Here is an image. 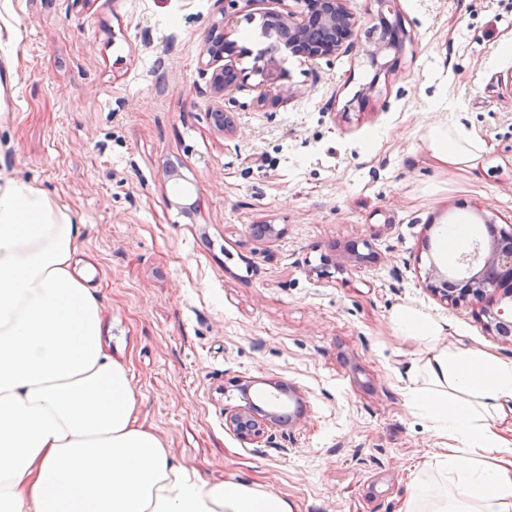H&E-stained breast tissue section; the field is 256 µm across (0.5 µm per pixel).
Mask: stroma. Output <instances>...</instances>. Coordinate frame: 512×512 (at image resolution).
Returning <instances> with one entry per match:
<instances>
[{"label": "stroma", "instance_id": "35a3bbf8", "mask_svg": "<svg viewBox=\"0 0 512 512\" xmlns=\"http://www.w3.org/2000/svg\"><path fill=\"white\" fill-rule=\"evenodd\" d=\"M351 6L353 46L328 63L289 57L278 108L254 105L253 59L234 58L248 88L225 135L201 93L212 24L238 41L295 0L227 17L222 0H0V175L76 214L100 343L129 370L138 423L174 462L266 486L293 512H403L447 447L411 400L424 353L394 310L512 360L478 306L426 287L430 267L457 265L433 247L445 226L512 229V54L498 52L512 0H398L410 38L380 80L377 5ZM455 113L487 145L473 177L428 150ZM254 224L282 235L253 239ZM281 385L302 405L295 425L258 443L225 429V410L248 399L269 413Z\"/></svg>", "mask_w": 512, "mask_h": 512}]
</instances>
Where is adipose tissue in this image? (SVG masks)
<instances>
[{"mask_svg":"<svg viewBox=\"0 0 512 512\" xmlns=\"http://www.w3.org/2000/svg\"><path fill=\"white\" fill-rule=\"evenodd\" d=\"M426 140L460 170H477L485 150L445 124ZM78 233L43 189L0 178V512H292L262 485L173 463L137 424L129 372L100 347ZM392 323L430 351L412 398L450 441L439 478L419 483L405 512H512V439L495 428L512 403V360L451 347L447 322L410 305Z\"/></svg>","mask_w":512,"mask_h":512,"instance_id":"obj_1","label":"adipose tissue"}]
</instances>
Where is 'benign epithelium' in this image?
I'll return each mask as SVG.
<instances>
[{
	"mask_svg": "<svg viewBox=\"0 0 512 512\" xmlns=\"http://www.w3.org/2000/svg\"><path fill=\"white\" fill-rule=\"evenodd\" d=\"M397 0H378L380 29L368 56L378 69L375 78L395 70V65L385 57L403 49L407 34L402 25L390 22L385 13L392 12ZM301 11L272 10L266 13L271 31L277 34L276 53L258 48L254 51L239 47L228 40L220 25L212 26L218 42L206 44L203 55L207 57L202 74L208 76V96L211 99L210 115L215 128L226 134L236 131L234 107L236 92L242 89L245 78L232 64V58L248 54L253 57V73L260 77L256 84V105L261 108L276 107L282 102L281 88L286 71L283 57H303L313 63L334 56L353 44L357 21L350 0H299ZM489 240L482 258V269L465 276H452L431 266L426 276L427 288L434 294L455 303H482L484 328L493 335L512 340V312L501 307L493 308L494 300L488 294L502 291L500 298L512 304V232L488 224ZM226 428L238 438L258 442L264 438L271 425L286 426L292 420L267 419L254 414L246 406L224 412Z\"/></svg>",
	"mask_w": 512,
	"mask_h": 512,
	"instance_id": "1",
	"label": "benign epithelium"
}]
</instances>
